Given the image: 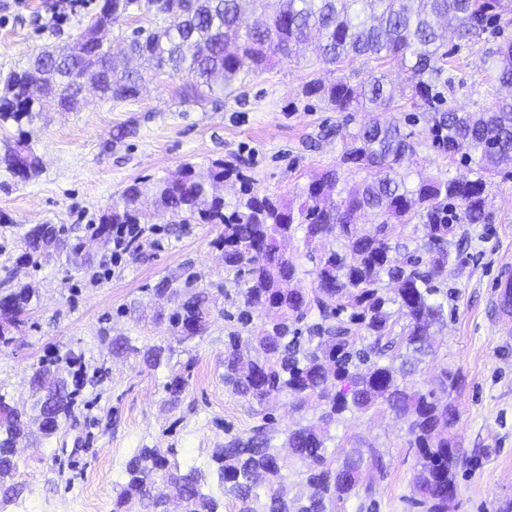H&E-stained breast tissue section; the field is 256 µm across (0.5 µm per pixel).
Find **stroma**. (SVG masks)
I'll return each instance as SVG.
<instances>
[{
	"label": "stroma",
	"mask_w": 512,
	"mask_h": 512,
	"mask_svg": "<svg viewBox=\"0 0 512 512\" xmlns=\"http://www.w3.org/2000/svg\"><path fill=\"white\" fill-rule=\"evenodd\" d=\"M101 2L0 0V69L27 67L32 54L72 44ZM504 39L512 40V12L479 37L449 33L453 75L472 83L449 95L452 107L482 112L505 95L484 62ZM315 60L314 52H306L303 59L248 75L232 93L196 101L182 95L187 75L147 71L136 98L113 102L90 91L78 111L47 112L28 125L40 170L31 180L0 186V284H30L40 300L15 330L11 349L0 352V390L19 412L30 414L33 364L70 349L84 354L89 369H101L103 381L85 389L89 404L76 424L62 425L37 448L19 442L25 489L7 512L21 505L26 512H112L127 482L128 461L146 446L176 449L182 469L206 475V490L223 512H237V501L217 480L211 450L249 432L260 418L224 385V341L237 329L228 317L237 287L215 245L220 227L174 224L154 214L142 247L108 264L99 279L62 256L20 264V239L34 225L64 224L71 242H84L91 260L100 261L103 251L87 242L85 226L127 185L172 177L187 163L203 172L219 158L236 163L261 191L297 198L316 174L338 163L349 134L373 116L369 110L338 112L305 97ZM414 132L417 163L398 168L399 177L413 184L467 175L464 164L432 147L422 125ZM486 195L485 222L458 224L449 238L455 259L438 278L448 311L444 323L431 327L432 351L413 376L421 388L446 371L459 380L453 398L461 463L448 512H504L512 504V346L500 344L486 318L488 285L497 267L512 261V174L492 176ZM192 272L223 284L224 293L207 328L184 339L167 320L155 319L154 290ZM125 338L137 353L113 351V341ZM155 346L164 347L168 358L157 369L142 357ZM173 370L189 373L175 407L164 389ZM264 410L279 443L288 431L315 420L313 411L297 410L283 394L270 398ZM329 434L335 459L357 448L384 454L385 473L363 465L362 480L372 486L371 512H415L410 498L419 464L403 420L387 412L347 413Z\"/></svg>",
	"instance_id": "obj_1"
}]
</instances>
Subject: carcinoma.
<instances>
[{"label":"carcinoma","mask_w":512,"mask_h":512,"mask_svg":"<svg viewBox=\"0 0 512 512\" xmlns=\"http://www.w3.org/2000/svg\"><path fill=\"white\" fill-rule=\"evenodd\" d=\"M263 0H103L93 20L78 34L66 54L42 52L22 70L0 72V124L31 123L54 103L62 112L76 111L82 100L83 80L90 78L101 96L123 101L139 95L141 61L162 73H187L199 95L224 92L240 79L244 64L254 72L267 69L275 59L299 56L311 35L319 38V62L334 68L332 80L312 78L304 86L338 112L392 101L384 76L353 84L342 74L358 59L384 67L394 63L406 69L412 105L425 109L427 138L450 159L460 156L477 163L476 178H435L413 187L390 176L396 166L411 167L416 152L398 126L375 121L350 135L340 164L363 171V180L349 189L338 188L343 172L324 171L303 189L298 204L284 202L255 188L236 165L212 161L207 176L194 166L183 176L152 184L153 204L178 224H218L215 244L224 249L225 270L241 286L237 322L247 331H235L224 343V385L236 395L260 406L255 414L263 424L251 435L213 450L218 482L239 504L238 512H335L360 492L364 456L379 472L387 469L375 449L358 450L334 465L326 445L329 427L345 412L390 411L407 424L411 445L417 449L418 471L412 506L416 512H448V493L455 491L454 470L460 460L448 433L458 418L450 399L456 382L447 373L422 390L410 380L416 362L431 351L428 328L444 319V298L433 281L452 260L448 237L455 225L485 222L486 188L501 165H512V99L477 113L460 112L446 104L453 91L448 53L440 21L457 22L460 35L485 31L512 0H280L279 9L262 26L249 16ZM133 7L167 17L168 24L136 29L124 39V56L117 59L101 49L96 33L120 25ZM496 80L512 86V40L488 57ZM39 158L32 140L19 133L5 142L0 171L25 181L38 172ZM240 182L231 210L221 194L224 182ZM145 186L137 181L88 224L86 233L112 248V234L128 224L147 223L143 208ZM359 211L373 213L378 231L357 233ZM417 218L425 230L424 254L409 252L402 262L391 255L388 230L404 227ZM303 233L302 256L313 264L316 286L309 292L294 288L299 266L280 250L279 240ZM64 225L39 224L21 239L23 257L51 258L69 247L74 267L98 276L92 263L80 259L82 244L68 245ZM334 237L339 247L326 246ZM389 287H384V284ZM155 292L173 304L167 314L172 330L204 331L213 295L199 287L190 274L180 283L163 281ZM34 289L24 285L0 291V350L9 348L10 328L26 324L38 302ZM264 314L256 327L253 314ZM34 401L31 422L40 437L55 436L61 425L75 417L80 388L69 389L67 377L54 362L40 361L31 378ZM186 377L171 373L164 388L177 405ZM286 393L297 409L317 414L316 422L286 434L293 459L306 466V481L313 493L288 499L280 485L288 470L272 444L271 417L261 410L268 398ZM28 423L0 392V488L3 504L12 501L20 485L4 486L19 476L15 444ZM172 450L141 448L126 467L128 481L113 502V512H128L136 498L143 512H167L160 481L178 486L184 512H219V502L204 492L206 476L191 468L185 472L168 454Z\"/></svg>","instance_id":"1"}]
</instances>
